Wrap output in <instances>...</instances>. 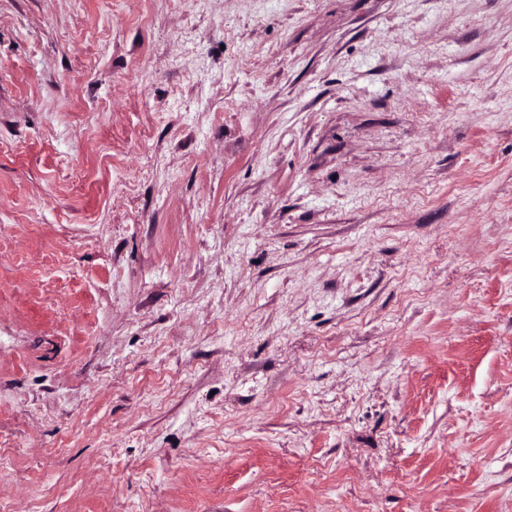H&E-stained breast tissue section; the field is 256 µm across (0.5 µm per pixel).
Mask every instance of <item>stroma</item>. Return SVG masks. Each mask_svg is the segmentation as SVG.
<instances>
[{
	"instance_id": "obj_1",
	"label": "stroma",
	"mask_w": 512,
	"mask_h": 512,
	"mask_svg": "<svg viewBox=\"0 0 512 512\" xmlns=\"http://www.w3.org/2000/svg\"><path fill=\"white\" fill-rule=\"evenodd\" d=\"M6 512H512V0H0Z\"/></svg>"
}]
</instances>
